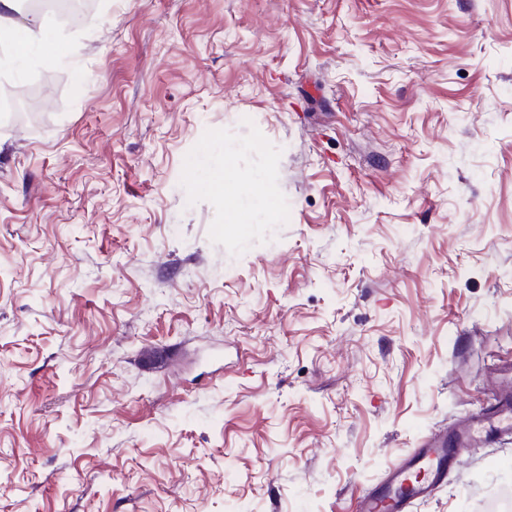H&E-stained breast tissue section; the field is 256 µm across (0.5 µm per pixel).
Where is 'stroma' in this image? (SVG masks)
Here are the masks:
<instances>
[{"mask_svg": "<svg viewBox=\"0 0 512 512\" xmlns=\"http://www.w3.org/2000/svg\"><path fill=\"white\" fill-rule=\"evenodd\" d=\"M38 20L47 49L0 72L52 90L36 125L0 123V512H356L492 403L512 0ZM508 498L512 437L408 512Z\"/></svg>", "mask_w": 512, "mask_h": 512, "instance_id": "obj_1", "label": "stroma"}]
</instances>
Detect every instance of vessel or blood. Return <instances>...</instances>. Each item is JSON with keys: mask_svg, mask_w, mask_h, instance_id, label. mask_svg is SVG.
Wrapping results in <instances>:
<instances>
[{"mask_svg": "<svg viewBox=\"0 0 512 512\" xmlns=\"http://www.w3.org/2000/svg\"><path fill=\"white\" fill-rule=\"evenodd\" d=\"M512 432V389L503 388L496 406L457 428L425 436L414 456L389 470L385 481L363 494L358 512H407L443 482L452 455L498 434Z\"/></svg>", "mask_w": 512, "mask_h": 512, "instance_id": "b4317fda", "label": "vessel or blood"}]
</instances>
